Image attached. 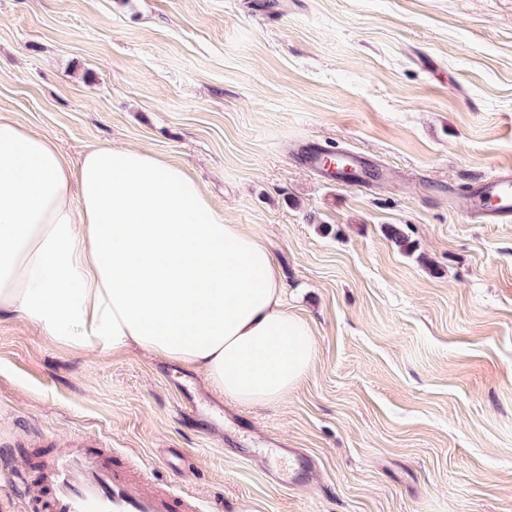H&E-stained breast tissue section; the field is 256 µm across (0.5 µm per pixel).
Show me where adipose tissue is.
Wrapping results in <instances>:
<instances>
[{
    "mask_svg": "<svg viewBox=\"0 0 512 512\" xmlns=\"http://www.w3.org/2000/svg\"><path fill=\"white\" fill-rule=\"evenodd\" d=\"M60 346L137 347L200 369L239 405L288 396L315 337L281 301L275 258L213 208L196 179L145 147L100 145L71 166L0 113V317Z\"/></svg>",
    "mask_w": 512,
    "mask_h": 512,
    "instance_id": "ef3b65f1",
    "label": "adipose tissue"
}]
</instances>
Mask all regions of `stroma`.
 <instances>
[{"label":"stroma","mask_w":512,"mask_h":512,"mask_svg":"<svg viewBox=\"0 0 512 512\" xmlns=\"http://www.w3.org/2000/svg\"><path fill=\"white\" fill-rule=\"evenodd\" d=\"M0 109L74 161L142 145L190 168L318 351L240 408L194 368L1 317L15 469L84 436L224 512H512V223L468 212L512 165V0H0ZM314 142L390 178L336 184L299 162ZM187 391L223 406L221 437L184 420ZM278 444L317 462L285 489L261 463Z\"/></svg>","instance_id":"stroma-1"}]
</instances>
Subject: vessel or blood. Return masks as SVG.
Returning a JSON list of instances; mask_svg holds the SVG:
<instances>
[{"instance_id":"1","label":"vessel or blood","mask_w":512,"mask_h":512,"mask_svg":"<svg viewBox=\"0 0 512 512\" xmlns=\"http://www.w3.org/2000/svg\"><path fill=\"white\" fill-rule=\"evenodd\" d=\"M337 171L343 183L369 184L377 173L360 154L349 151ZM480 222L512 221V167L495 169L474 190ZM29 512H220L218 505L176 492L163 480L115 461L111 449L86 440L49 450L27 472Z\"/></svg>"}]
</instances>
